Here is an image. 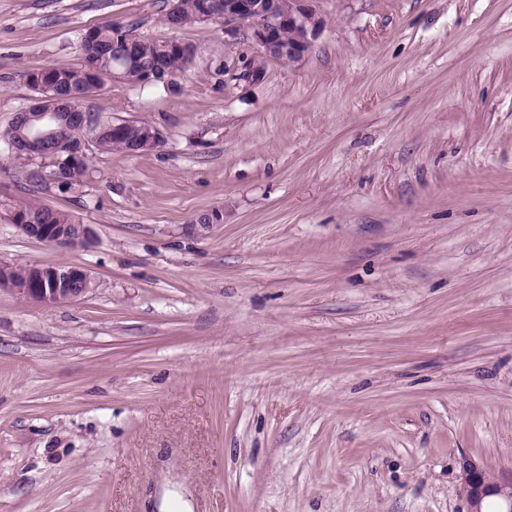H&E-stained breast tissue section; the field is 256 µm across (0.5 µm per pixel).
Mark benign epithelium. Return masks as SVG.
<instances>
[{
  "label": "benign epithelium",
  "mask_w": 512,
  "mask_h": 512,
  "mask_svg": "<svg viewBox=\"0 0 512 512\" xmlns=\"http://www.w3.org/2000/svg\"><path fill=\"white\" fill-rule=\"evenodd\" d=\"M224 40H247L257 51L270 58L298 62L314 46V40L324 26V20L312 5V0H224ZM224 74L234 80L257 82L261 76L248 59L224 61ZM34 124L19 135L10 131L7 143L14 155H26L37 161L51 141L60 138L65 125L57 112H37ZM163 145L160 131L153 125L143 131L138 152L154 151ZM37 182L47 192H53L67 181L64 172L36 168ZM11 226L30 239L60 247L85 248L93 242V232L87 224H29L9 216ZM11 289L20 298L43 305L75 302L91 289L88 273L77 266H30L22 281L13 266L0 264V288ZM462 492L468 504L467 512H483V502L489 496L499 498L498 512H512V477L493 475L470 458L460 462Z\"/></svg>",
  "instance_id": "obj_1"
}]
</instances>
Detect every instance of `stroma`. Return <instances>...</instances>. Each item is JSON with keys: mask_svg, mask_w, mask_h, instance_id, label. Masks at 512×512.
Wrapping results in <instances>:
<instances>
[{"mask_svg": "<svg viewBox=\"0 0 512 512\" xmlns=\"http://www.w3.org/2000/svg\"><path fill=\"white\" fill-rule=\"evenodd\" d=\"M313 6L312 52L248 83L220 69L255 47L167 0H0V131L85 29L198 48L180 91L85 102L156 151L88 148L66 194L0 154V201L95 235L0 220V263L93 283L0 288V512H467L462 457L512 476V0ZM202 2L203 0H172V9L165 14L164 24L171 29H179L202 21ZM5 210L27 213L35 218L36 224H27L13 215H8L11 226L30 239L60 247L85 248L93 242V232L89 224H76L77 218L69 213L53 210L49 207L29 201L0 203ZM29 266L28 275L20 281L13 265L0 264V288L7 287L23 300L43 305L75 302L91 289L92 281L81 267Z\"/></svg>", "mask_w": 512, "mask_h": 512, "instance_id": "1", "label": "stroma"}]
</instances>
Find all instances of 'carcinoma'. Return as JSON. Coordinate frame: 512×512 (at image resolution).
<instances>
[{
  "label": "carcinoma",
  "mask_w": 512,
  "mask_h": 512,
  "mask_svg": "<svg viewBox=\"0 0 512 512\" xmlns=\"http://www.w3.org/2000/svg\"><path fill=\"white\" fill-rule=\"evenodd\" d=\"M203 0H171V10L163 22L172 29L202 21ZM132 39L112 35V24L106 23L88 29L89 37L78 43L77 51L81 63L75 67L50 65L41 71L27 75V81L36 95H52V101L44 105L56 112H70L71 96L75 92L88 97L97 93L104 79L116 73L131 83L154 85L164 83L168 72H185L194 61L197 47L189 42L169 40L157 43L140 36L133 25L127 26ZM144 121H130L118 136L104 134L93 141L101 152L126 153L141 139ZM89 166L76 165L69 174L70 182L66 192L74 193L84 186ZM9 211L27 213L38 224H74L76 217L65 212L29 201L4 204Z\"/></svg>",
  "instance_id": "cac0c4a2"
}]
</instances>
